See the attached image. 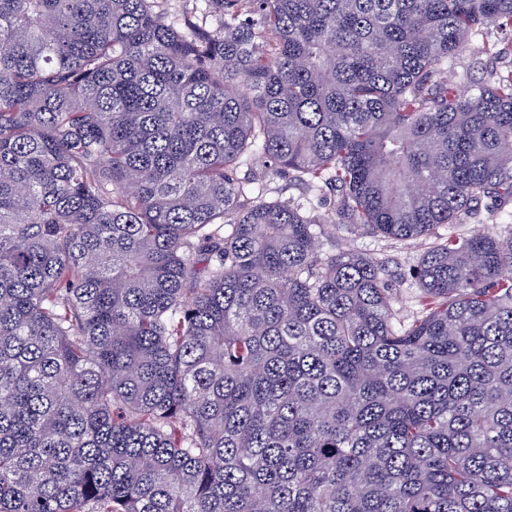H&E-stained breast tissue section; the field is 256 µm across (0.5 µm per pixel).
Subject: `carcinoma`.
<instances>
[{
	"label": "carcinoma",
	"mask_w": 512,
	"mask_h": 512,
	"mask_svg": "<svg viewBox=\"0 0 512 512\" xmlns=\"http://www.w3.org/2000/svg\"><path fill=\"white\" fill-rule=\"evenodd\" d=\"M164 2L0 0V512H512V0ZM484 49L485 43L481 40L471 42L467 50H464L456 58H453L452 61L448 63V69L441 75L442 79L450 82H456L458 81L460 75H462L465 71H468L472 84L481 83L487 80V72L492 69V67L499 68L511 65L512 57L490 59L484 53ZM476 61L484 62V66L476 67L474 65V62ZM264 186L268 196L289 199L307 209L315 206L316 210L328 219L335 215L336 194L327 192L317 197L306 186L290 182L288 175H271L264 181ZM472 209L477 211V217L471 219L467 224H445L442 225L438 232L441 235L449 234L456 236H469L477 229L484 225L494 227L498 233L508 235L512 230V203L506 206H500L497 203L485 199L478 204H472ZM322 253L353 250L368 253L390 261L391 280L398 295L399 316L409 322L420 314L416 301L419 287L410 276V270L417 264L420 254L427 246L420 240L394 241L362 233L344 226L334 228L332 223L325 224L322 238Z\"/></svg>",
	"instance_id": "carcinoma-1"
}]
</instances>
